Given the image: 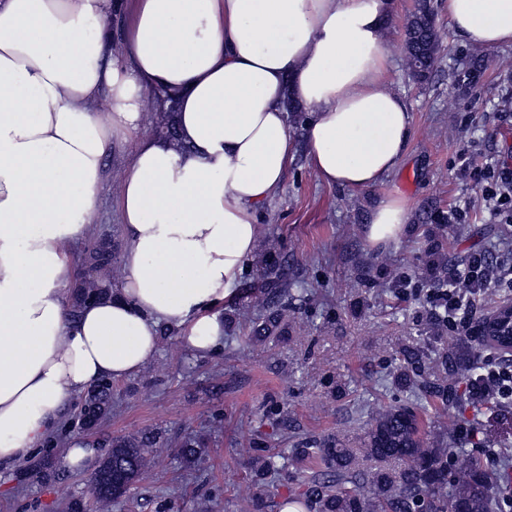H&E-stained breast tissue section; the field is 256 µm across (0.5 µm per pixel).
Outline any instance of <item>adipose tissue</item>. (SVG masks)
I'll use <instances>...</instances> for the list:
<instances>
[{
	"instance_id": "1",
	"label": "adipose tissue",
	"mask_w": 512,
	"mask_h": 512,
	"mask_svg": "<svg viewBox=\"0 0 512 512\" xmlns=\"http://www.w3.org/2000/svg\"><path fill=\"white\" fill-rule=\"evenodd\" d=\"M463 43L512 46V0H447ZM392 0H0V474L29 461L75 400L138 374L164 330L211 352L307 109L317 178L368 189L400 164L412 115L390 86ZM125 50L112 54V35ZM161 93L176 138L141 136ZM116 140L134 143L117 209L124 278L72 311ZM387 195L363 226L410 228Z\"/></svg>"
}]
</instances>
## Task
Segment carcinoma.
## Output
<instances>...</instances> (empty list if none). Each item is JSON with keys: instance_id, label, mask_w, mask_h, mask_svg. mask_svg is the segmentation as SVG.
Here are the masks:
<instances>
[{"instance_id": "1", "label": "carcinoma", "mask_w": 512, "mask_h": 512, "mask_svg": "<svg viewBox=\"0 0 512 512\" xmlns=\"http://www.w3.org/2000/svg\"><path fill=\"white\" fill-rule=\"evenodd\" d=\"M404 49L408 61L407 75L425 82L438 68L442 42L435 25L432 0H418L407 16ZM481 63L471 57L452 72L457 84L471 85ZM81 259L92 274L82 280L73 295L72 308L97 301L112 290V268L118 263V249L101 240L91 242ZM257 277L246 290L268 310L283 299L295 298L296 281L288 277L280 253L273 247L265 250L256 263ZM427 339L432 348H404L403 363L394 367L393 375L409 386L420 399L438 398L448 411L457 409L462 398L455 392L458 372L472 375L475 369L466 352L448 356V320L443 310L434 306L427 311ZM112 401L110 381L103 380L87 392L81 408L98 423L109 413ZM423 418L408 406H392L367 422L362 447L296 448L288 463L319 456L324 470L308 479L307 503L317 512H491L495 497V474L474 460L457 466L453 445L427 443L422 436ZM159 434L116 436L107 443L99 459V471L112 470L121 475L122 485L97 488L96 503L105 509L123 498L126 487L136 484L151 462L148 449L156 447ZM376 462L363 468L360 458ZM258 476L274 470V456L259 454L251 459ZM66 467L44 456L35 466L32 478L58 479Z\"/></svg>"}]
</instances>
